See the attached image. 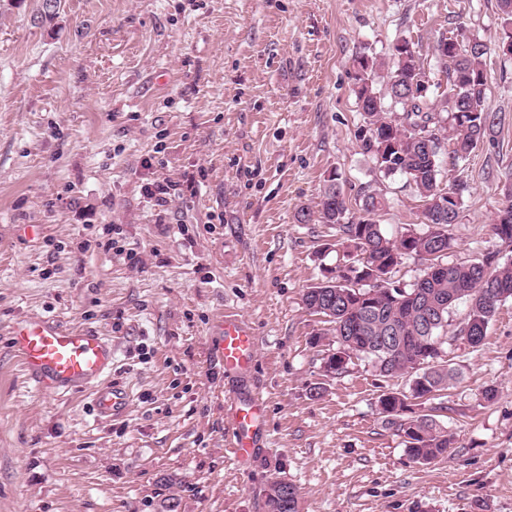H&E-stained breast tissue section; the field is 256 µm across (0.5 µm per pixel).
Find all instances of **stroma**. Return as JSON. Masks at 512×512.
Instances as JSON below:
<instances>
[{"mask_svg": "<svg viewBox=\"0 0 512 512\" xmlns=\"http://www.w3.org/2000/svg\"><path fill=\"white\" fill-rule=\"evenodd\" d=\"M41 4L0 0V512H159L169 497L179 512H267L275 479L298 488L300 512H512V300L481 346L452 349L455 439L428 465L378 406L406 377L360 359L324 377L336 339L303 303L343 260L316 219L330 172L347 202L387 199L389 235L421 226L414 186L380 176L358 140L356 59L391 64L402 39L433 103L446 93L438 39L461 28L489 49L493 132L468 161L441 158L443 185H468L449 258L487 253L512 188L497 0H62L48 24ZM159 183L162 206L147 192ZM227 311L258 338L267 402L244 467L208 348ZM28 317L111 339L128 414L100 418L89 389H39L9 344Z\"/></svg>", "mask_w": 512, "mask_h": 512, "instance_id": "1", "label": "stroma"}]
</instances>
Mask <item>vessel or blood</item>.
Here are the masks:
<instances>
[{"instance_id": "b4317fda", "label": "vessel or blood", "mask_w": 512, "mask_h": 512, "mask_svg": "<svg viewBox=\"0 0 512 512\" xmlns=\"http://www.w3.org/2000/svg\"><path fill=\"white\" fill-rule=\"evenodd\" d=\"M214 357L232 380L228 389V445L235 460L246 464L263 442L266 404L251 383L258 340L248 322L237 315H223L215 322ZM11 341L22 367L44 389L69 390L97 385L93 400L103 416L119 418L130 407V392L109 382L112 343L85 328H68L43 318L13 325Z\"/></svg>"}]
</instances>
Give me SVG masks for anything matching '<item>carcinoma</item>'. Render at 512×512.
I'll use <instances>...</instances> for the list:
<instances>
[{"label":"carcinoma","mask_w":512,"mask_h":512,"mask_svg":"<svg viewBox=\"0 0 512 512\" xmlns=\"http://www.w3.org/2000/svg\"><path fill=\"white\" fill-rule=\"evenodd\" d=\"M498 8L503 44L512 39V0H498ZM402 45L392 47L395 65L380 90L374 82L376 60L359 57L362 77L356 95L364 125L358 138L382 176L402 174L415 186L424 202L426 229L417 235L408 229L395 238L387 236L380 224L364 216L368 207L383 208L386 203L367 194L359 202L363 215L349 217L339 175L329 174L319 219L334 226L352 266L324 270L323 279L336 282V289L313 284L303 300L308 310L332 325L336 342H352L355 358L367 360L379 376L409 377L407 391L381 394L378 406L407 453L430 464L447 454L454 436L436 415L416 412L410 401L435 400V410L448 411L444 392L456 369L440 356L438 347L465 335L471 348L483 343L497 309L512 299V261L495 263L494 250L480 261L448 260L453 249L449 227L466 183L448 188V210L437 202L442 143H449L451 158L458 163L493 129L486 96L487 47L474 36L438 41L435 51L443 61L447 86L445 105L438 111L426 97L414 95L413 88L422 82L421 67L409 41ZM505 203L509 208L498 210L491 232L493 239L512 245V193ZM408 259L418 263L420 274L400 292L393 274ZM461 302L468 305L467 318L450 334L448 317ZM266 507L267 512H300L297 488L272 482Z\"/></svg>","instance_id":"cac0c4a2"}]
</instances>
